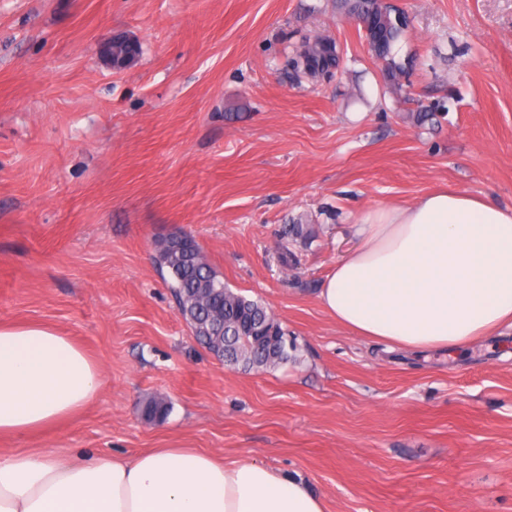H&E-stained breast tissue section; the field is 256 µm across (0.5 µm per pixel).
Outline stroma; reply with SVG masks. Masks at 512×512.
Instances as JSON below:
<instances>
[{"instance_id":"35a3bbf8","label":"stroma","mask_w":512,"mask_h":512,"mask_svg":"<svg viewBox=\"0 0 512 512\" xmlns=\"http://www.w3.org/2000/svg\"><path fill=\"white\" fill-rule=\"evenodd\" d=\"M413 18L391 94L327 0H0V324L71 336L104 388L9 453L133 456L186 445L304 478L326 512H512V329L453 358L382 356L319 288L359 215L454 190L512 207V0H396ZM329 31L345 69L282 82L291 43ZM136 40L113 70L101 40ZM313 232L285 275L293 220ZM190 233L225 284L300 345L270 373L224 366L181 319L154 243ZM167 397L165 421L141 415Z\"/></svg>"}]
</instances>
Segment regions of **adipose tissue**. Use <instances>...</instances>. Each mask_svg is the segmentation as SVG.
<instances>
[{
	"mask_svg": "<svg viewBox=\"0 0 512 512\" xmlns=\"http://www.w3.org/2000/svg\"><path fill=\"white\" fill-rule=\"evenodd\" d=\"M359 246L319 302L384 351L452 353L512 328V208L458 192L361 214ZM96 364L70 336L0 325V440L40 434L93 402ZM0 512H325L302 478L180 445L132 457L0 456Z\"/></svg>",
	"mask_w": 512,
	"mask_h": 512,
	"instance_id": "1",
	"label": "adipose tissue"
}]
</instances>
